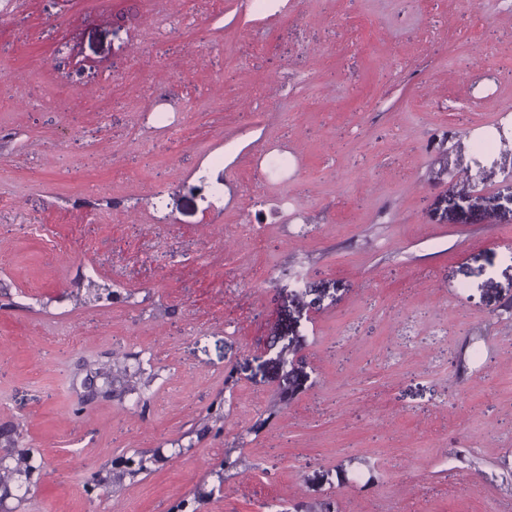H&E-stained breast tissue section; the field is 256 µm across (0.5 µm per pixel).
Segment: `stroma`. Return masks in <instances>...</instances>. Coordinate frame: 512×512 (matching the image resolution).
<instances>
[{
    "label": "stroma",
    "instance_id": "stroma-1",
    "mask_svg": "<svg viewBox=\"0 0 512 512\" xmlns=\"http://www.w3.org/2000/svg\"><path fill=\"white\" fill-rule=\"evenodd\" d=\"M508 105L512 0H0V512H512Z\"/></svg>",
    "mask_w": 512,
    "mask_h": 512
}]
</instances>
